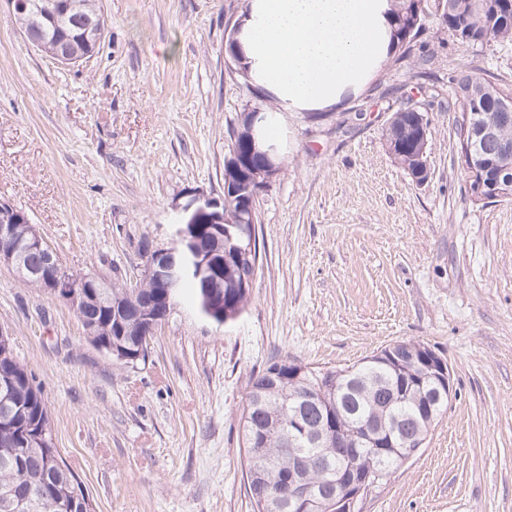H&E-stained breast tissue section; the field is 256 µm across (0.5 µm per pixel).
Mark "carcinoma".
Segmentation results:
<instances>
[{
	"instance_id": "1",
	"label": "carcinoma",
	"mask_w": 512,
	"mask_h": 512,
	"mask_svg": "<svg viewBox=\"0 0 512 512\" xmlns=\"http://www.w3.org/2000/svg\"><path fill=\"white\" fill-rule=\"evenodd\" d=\"M437 0H391L392 50L395 61L409 55L414 40L434 15ZM450 6L447 25L454 24L453 37L471 48L496 43L512 45V9L506 0H443ZM14 21L36 49L52 58L67 55L88 59L103 38L95 31L107 27L102 0H29L28 8L13 14ZM448 108L475 114L479 126L512 137V117L500 115L498 99L512 96V89L493 83L471 70L458 72ZM428 128L413 124L412 113L400 108L386 130L388 151L400 167L416 176V135ZM237 162L224 163V182L242 183V169L258 165L247 138L238 133L232 144ZM232 223L224 231L213 224L198 225L197 237L209 253H220L224 287V313L240 314L248 305L250 286L245 279L257 264L258 252L249 248L251 227L240 223L238 198L224 201ZM156 305L185 294L198 298L200 279L192 271L168 292L154 288ZM97 322L98 339L112 343V358H146L141 338L132 322L117 326L112 312L95 308L77 314ZM411 344L395 348L392 358L373 356L356 365L324 373L314 367L282 358L252 372L240 417L245 475L254 512H327L321 501L291 499L284 483L302 458L310 480L320 481L325 468L353 465L361 471L377 469L388 481L401 467L408 448L427 439L448 408L437 400L438 387L422 382L421 365L409 360ZM12 378L16 422L0 428V488L24 489L30 493L26 512H60L59 500L89 501L82 484L67 468L50 460L55 448L46 403L31 374L15 357H0V380ZM340 428L350 448H338L328 461L312 440L316 430Z\"/></svg>"
}]
</instances>
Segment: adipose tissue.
Wrapping results in <instances>:
<instances>
[{"label":"adipose tissue","mask_w":512,"mask_h":512,"mask_svg":"<svg viewBox=\"0 0 512 512\" xmlns=\"http://www.w3.org/2000/svg\"><path fill=\"white\" fill-rule=\"evenodd\" d=\"M388 0H247L236 51L283 112L358 91L390 48Z\"/></svg>","instance_id":"adipose-tissue-1"}]
</instances>
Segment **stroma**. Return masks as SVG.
Here are the masks:
<instances>
[{
	"instance_id": "stroma-1",
	"label": "stroma",
	"mask_w": 512,
	"mask_h": 512,
	"mask_svg": "<svg viewBox=\"0 0 512 512\" xmlns=\"http://www.w3.org/2000/svg\"><path fill=\"white\" fill-rule=\"evenodd\" d=\"M246 0H103L98 53L65 66L0 7V201L64 267L139 279L192 193L221 197L242 113L276 112L281 168L256 202L246 310L216 325L177 304L146 360L94 346L74 310L0 266V330L41 388L53 442L95 512H253L240 414L251 371L286 357L336 369L398 340L449 362L455 394L425 448L362 512H512V198L474 202L451 79L512 87V46L475 52L428 19L320 118L277 112L226 44ZM428 121L427 176L391 157L394 111Z\"/></svg>"
}]
</instances>
